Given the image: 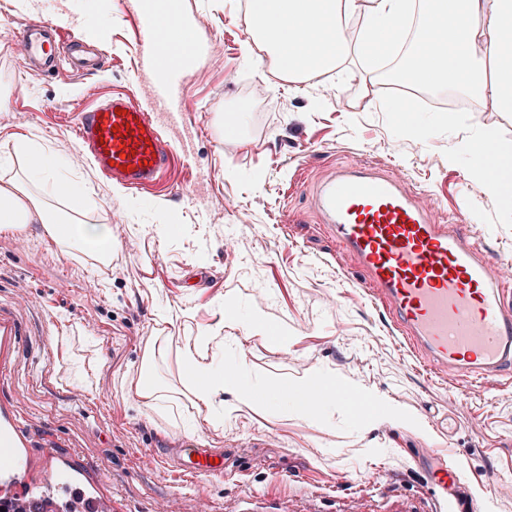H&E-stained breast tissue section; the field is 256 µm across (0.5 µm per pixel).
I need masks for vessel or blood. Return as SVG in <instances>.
<instances>
[{
	"label": "vessel or blood",
	"instance_id": "vessel-or-blood-1",
	"mask_svg": "<svg viewBox=\"0 0 512 512\" xmlns=\"http://www.w3.org/2000/svg\"><path fill=\"white\" fill-rule=\"evenodd\" d=\"M57 37L52 26L31 23L20 37L25 62L98 67L83 41L64 51ZM138 45L154 70L153 101L180 116V88L198 48L184 36L171 0H152L142 10ZM74 131L94 166L129 190L160 181L173 159L155 114L127 96L81 108ZM313 207L394 327L431 367L463 382L512 373V285L462 225L440 223L406 182L361 162L338 166L318 182ZM21 444L13 413L0 411V505L10 512H30L33 505ZM178 466L193 475H220L224 453L187 448Z\"/></svg>",
	"mask_w": 512,
	"mask_h": 512
}]
</instances>
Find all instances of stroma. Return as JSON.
I'll return each mask as SVG.
<instances>
[{"instance_id": "stroma-1", "label": "stroma", "mask_w": 512, "mask_h": 512, "mask_svg": "<svg viewBox=\"0 0 512 512\" xmlns=\"http://www.w3.org/2000/svg\"><path fill=\"white\" fill-rule=\"evenodd\" d=\"M176 6L198 27L200 58L181 86L183 120L161 109L156 118L170 145L188 144L190 154L135 193L91 164L72 167L69 155L87 83L101 98L151 102L136 0H43L36 12L0 0V41L49 19L74 33L100 30L108 51L98 72L50 76L0 55V185L30 179L17 145L31 143L83 191V221L112 233L102 264L38 224L0 230V311L19 326L0 348V404L15 409L36 474L54 453L77 467L76 488L111 500L112 512H442L431 476L448 465L490 485L474 512H512V380L466 384L428 367L351 276V257L311 207L315 182L339 163L366 161L434 199L440 222L459 216L491 260L512 261V210L477 184L465 153L489 129L512 148V113L426 111L407 127L379 67L360 64L335 75L339 104L317 81L291 79L259 101L249 85L272 67L261 46L243 56V0ZM228 114L243 129L234 139L220 135ZM223 305L262 315L290 343L228 327L203 362L245 363L259 384L316 367L382 398L388 414L358 424L338 402L285 419L241 406L212 425L179 355ZM146 371L159 387L151 407L134 397ZM191 440L223 449L226 472L182 473L176 450Z\"/></svg>"}]
</instances>
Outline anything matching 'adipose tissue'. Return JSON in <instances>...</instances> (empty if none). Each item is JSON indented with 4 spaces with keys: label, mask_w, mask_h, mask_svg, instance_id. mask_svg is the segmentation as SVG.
<instances>
[{
    "label": "adipose tissue",
    "mask_w": 512,
    "mask_h": 512,
    "mask_svg": "<svg viewBox=\"0 0 512 512\" xmlns=\"http://www.w3.org/2000/svg\"><path fill=\"white\" fill-rule=\"evenodd\" d=\"M246 18L280 73L295 79L403 47L419 62L420 86L462 88L491 100L497 111L512 112V53L500 51L512 43V0H247ZM28 224L78 243L98 259L112 252L107 225L80 224L67 232L65 220L26 182L0 187V227ZM181 365L195 400L210 407L216 423L223 422L224 411L214 402L224 393L257 412L274 404L282 414L307 415L315 410L310 390L329 380L319 373L287 385H251L240 367L204 366L188 355Z\"/></svg>",
    "instance_id": "ef3b65f1"
}]
</instances>
